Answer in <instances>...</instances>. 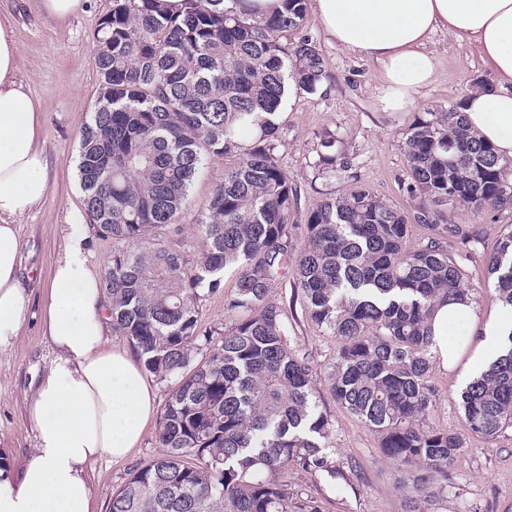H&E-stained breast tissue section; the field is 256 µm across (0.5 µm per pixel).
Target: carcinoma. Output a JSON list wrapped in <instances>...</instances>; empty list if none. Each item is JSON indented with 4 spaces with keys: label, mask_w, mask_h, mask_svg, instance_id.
<instances>
[{
    "label": "carcinoma",
    "mask_w": 512,
    "mask_h": 512,
    "mask_svg": "<svg viewBox=\"0 0 512 512\" xmlns=\"http://www.w3.org/2000/svg\"><path fill=\"white\" fill-rule=\"evenodd\" d=\"M241 0H112L94 35L102 92L84 125L79 176L89 224L112 239L103 275L112 327L145 370L171 383L161 452L112 493L109 512H321L288 472L334 481L332 424L318 409V375L292 347L285 305L267 295L291 271L305 315L336 338L328 374L336 401L401 466L409 512L448 494V466L465 433L512 428V347L460 393L462 431L434 426L430 353L435 309L475 302L466 236L435 205L476 213L512 208V164L476 138L460 107L422 112L405 138L408 189L427 233L412 247L408 218L356 184L290 223L297 191L275 155L288 92L313 94L324 61L298 36L307 0L257 14ZM326 169L346 168L333 151ZM233 159L195 224L196 259L160 239L179 223L196 174ZM305 248L291 258L295 234ZM496 297L512 306V225L483 256ZM237 273L224 331L201 327L198 301ZM199 352L197 359L194 352Z\"/></svg>",
    "instance_id": "carcinoma-1"
}]
</instances>
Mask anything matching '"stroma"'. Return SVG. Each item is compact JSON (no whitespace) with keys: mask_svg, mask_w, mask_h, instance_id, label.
Masks as SVG:
<instances>
[{"mask_svg":"<svg viewBox=\"0 0 512 512\" xmlns=\"http://www.w3.org/2000/svg\"><path fill=\"white\" fill-rule=\"evenodd\" d=\"M111 8L112 0H82L77 14L53 19L42 11L40 0H0V10L12 16L19 47L17 78L41 112L38 146L48 161L50 183L46 197L20 220V274L28 283L31 306L16 342L0 349V457L15 471L24 468L35 448L25 398L55 356L44 335V288L64 249L63 224L84 210L79 140L101 92L93 33ZM302 33L322 55L328 78L316 93L289 95L282 108L276 153L297 189L292 223H305L320 201L362 183L412 219L409 240L417 242L421 228L414 218L420 199L407 190L403 149L408 128L418 113L442 112L463 101L477 85L490 81L489 70L469 46L437 32L428 45L439 65L437 81L404 111L384 112L378 103L381 73L375 63L327 37L314 14H307ZM327 133L336 136L335 149L351 158V168L323 170L319 156ZM228 165L224 158H213L193 182L181 223V238L190 253L199 251L194 224L206 212ZM444 212L448 223L461 225L472 248L480 252L491 251L512 224V210L480 215L451 203ZM293 290L292 279L284 278L271 288L268 299L287 303L293 345L308 354L317 369H325L336 340L306 317L301 300L291 297ZM432 382L437 392L433 423L460 429L461 388L454 374L433 370ZM316 395L333 425V458L350 484L339 489L306 473L289 474V481L316 498L321 512H409L398 489L401 473L383 456L375 434L337 404L327 384H319ZM157 430V424H150L125 460L101 458L91 464L95 512H109L113 492L159 453ZM448 478V496L436 503V512H512V428L494 439L471 438L468 450L449 466Z\"/></svg>","mask_w":512,"mask_h":512,"instance_id":"1","label":"stroma"}]
</instances>
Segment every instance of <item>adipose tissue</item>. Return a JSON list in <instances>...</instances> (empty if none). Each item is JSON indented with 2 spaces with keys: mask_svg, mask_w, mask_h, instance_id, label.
I'll list each match as a JSON object with an SVG mask.
<instances>
[{
  "mask_svg": "<svg viewBox=\"0 0 512 512\" xmlns=\"http://www.w3.org/2000/svg\"><path fill=\"white\" fill-rule=\"evenodd\" d=\"M325 33L381 71L379 104L397 112L439 77L428 50L447 32L479 54L492 86L469 93L462 113L471 130L512 160V0H312ZM19 49L0 13V348L14 344L28 304L20 276L18 217L46 196V159L35 147L38 111L17 80ZM86 215L63 228L64 250L46 287L44 332L55 357L27 401L35 453L22 476L0 469V512H94L88 477L99 458H127L152 423L155 395L130 351L109 345L108 300L89 261ZM464 321L469 353L448 341V325ZM437 368L468 383L507 351L512 306L479 315L474 305L449 304L434 321Z\"/></svg>",
  "mask_w": 512,
  "mask_h": 512,
  "instance_id": "1",
  "label": "adipose tissue"
}]
</instances>
